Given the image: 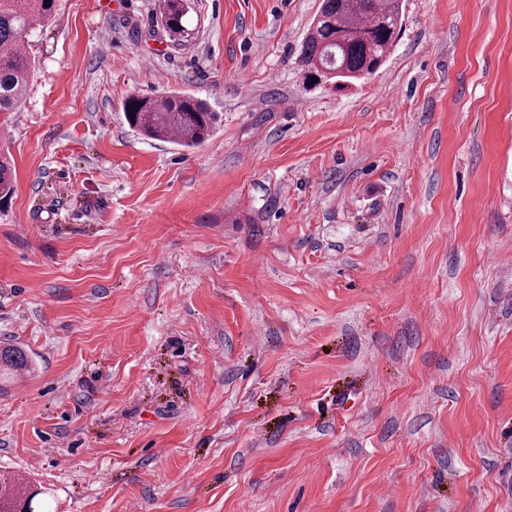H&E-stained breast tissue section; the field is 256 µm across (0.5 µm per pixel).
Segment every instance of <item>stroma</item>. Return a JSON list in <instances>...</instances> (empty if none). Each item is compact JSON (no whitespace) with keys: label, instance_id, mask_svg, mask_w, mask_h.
Listing matches in <instances>:
<instances>
[{"label":"stroma","instance_id":"1","mask_svg":"<svg viewBox=\"0 0 512 512\" xmlns=\"http://www.w3.org/2000/svg\"><path fill=\"white\" fill-rule=\"evenodd\" d=\"M59 0L0 147V468L58 512H512V0H402L306 87L320 0ZM217 115L182 148L130 96ZM189 0H161V18L163 29L174 44H182L191 35L188 15ZM31 365L27 354L17 346L0 347V367H3L4 375L11 371L26 370Z\"/></svg>","mask_w":512,"mask_h":512}]
</instances>
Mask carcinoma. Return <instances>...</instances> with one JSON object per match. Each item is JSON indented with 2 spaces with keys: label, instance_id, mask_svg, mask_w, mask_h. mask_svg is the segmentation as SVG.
<instances>
[{
  "label": "carcinoma",
  "instance_id": "cac0c4a2",
  "mask_svg": "<svg viewBox=\"0 0 512 512\" xmlns=\"http://www.w3.org/2000/svg\"><path fill=\"white\" fill-rule=\"evenodd\" d=\"M161 18L169 40L180 44L191 35L189 0H161ZM56 0H0V125L17 111L29 93L35 71L28 41L36 26L52 17ZM402 30L401 0H321L300 48L307 79L327 70L349 84L375 72L391 53ZM128 125L149 139L176 138L184 147L202 145L211 135L214 113L201 99L187 94L162 98H128L123 106ZM15 192L10 162L0 155V202ZM31 365L17 346L0 347L4 374ZM40 491L19 474L0 470V512H36Z\"/></svg>",
  "mask_w": 512,
  "mask_h": 512
}]
</instances>
